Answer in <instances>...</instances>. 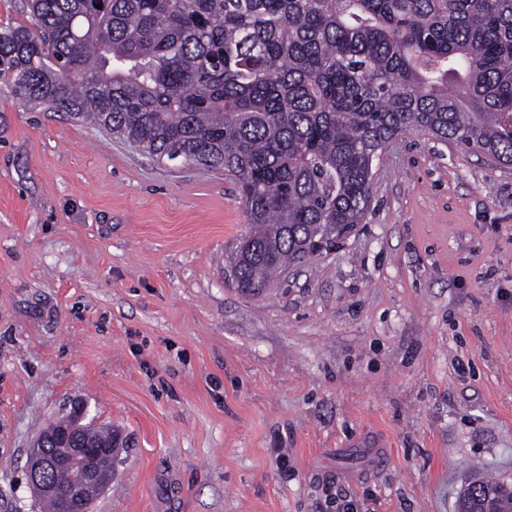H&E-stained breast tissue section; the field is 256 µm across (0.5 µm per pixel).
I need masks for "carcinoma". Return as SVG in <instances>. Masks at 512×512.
<instances>
[{
	"label": "carcinoma",
	"mask_w": 512,
	"mask_h": 512,
	"mask_svg": "<svg viewBox=\"0 0 512 512\" xmlns=\"http://www.w3.org/2000/svg\"><path fill=\"white\" fill-rule=\"evenodd\" d=\"M0 81L160 160L222 170L247 232L225 258L247 295L343 242L374 169L411 132L512 165V0H24ZM80 445L117 433L85 426ZM501 512L512 488L487 486Z\"/></svg>",
	"instance_id": "obj_1"
}]
</instances>
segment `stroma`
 <instances>
[{"mask_svg":"<svg viewBox=\"0 0 512 512\" xmlns=\"http://www.w3.org/2000/svg\"><path fill=\"white\" fill-rule=\"evenodd\" d=\"M223 172L0 84V512L51 421L125 440L90 512H454L512 485V166L411 133L363 224L257 296ZM470 487V495L462 498L461 495L457 502V512H481L480 506L486 496L487 486H492L495 490L494 498L502 502L501 511L512 512V488L503 483H490L480 480L472 481L468 484ZM510 509V510H509Z\"/></svg>","mask_w":512,"mask_h":512,"instance_id":"1","label":"stroma"}]
</instances>
